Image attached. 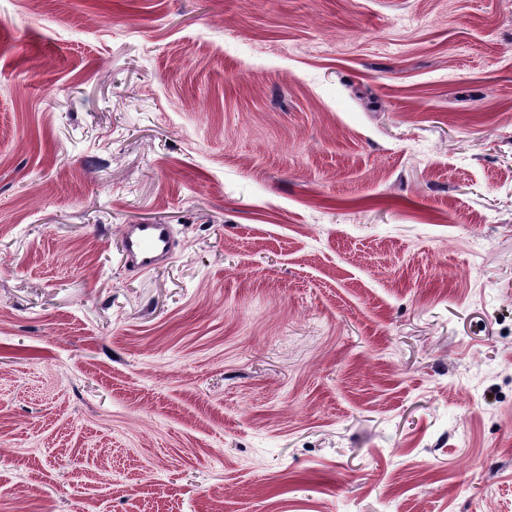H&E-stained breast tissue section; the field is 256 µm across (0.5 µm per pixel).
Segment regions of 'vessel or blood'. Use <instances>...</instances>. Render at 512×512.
I'll use <instances>...</instances> for the list:
<instances>
[{"label":"vessel or blood","instance_id":"1","mask_svg":"<svg viewBox=\"0 0 512 512\" xmlns=\"http://www.w3.org/2000/svg\"><path fill=\"white\" fill-rule=\"evenodd\" d=\"M126 268L133 274L148 273L172 259L178 241L170 224H126L121 230Z\"/></svg>","mask_w":512,"mask_h":512}]
</instances>
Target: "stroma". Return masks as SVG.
<instances>
[{
  "mask_svg": "<svg viewBox=\"0 0 512 512\" xmlns=\"http://www.w3.org/2000/svg\"><path fill=\"white\" fill-rule=\"evenodd\" d=\"M1 486L512 512V0H0ZM121 242L126 268L133 274L156 269L172 259L178 247L171 224L122 225Z\"/></svg>",
  "mask_w": 512,
  "mask_h": 512,
  "instance_id": "1",
  "label": "stroma"
}]
</instances>
